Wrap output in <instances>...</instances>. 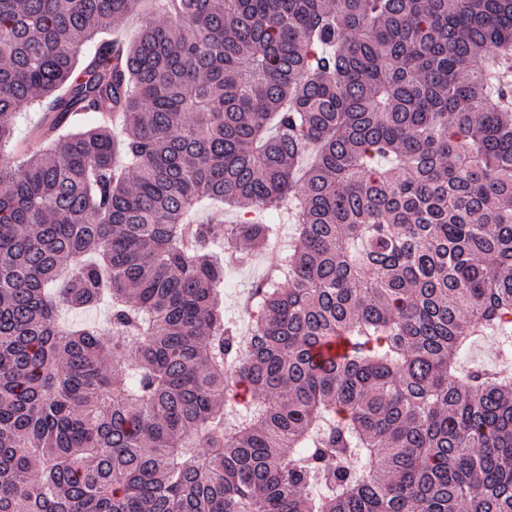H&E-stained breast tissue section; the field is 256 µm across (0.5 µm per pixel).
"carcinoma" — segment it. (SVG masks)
<instances>
[{"label":"carcinoma","instance_id":"cac0c4a2","mask_svg":"<svg viewBox=\"0 0 512 512\" xmlns=\"http://www.w3.org/2000/svg\"><path fill=\"white\" fill-rule=\"evenodd\" d=\"M139 2L0 0V512H512V0ZM239 271L235 274L224 286V290L222 288V297L224 298V308L226 310H231L234 307L236 295L241 290L243 286L240 288H230L229 286L235 282L242 281L244 285L250 281H254L260 276L261 273V264L256 257L247 265L239 266ZM468 360L474 364L494 367L501 366L506 371L512 370L511 365H501L495 362V351H494V340L492 338H486L476 343L469 351Z\"/></svg>","mask_w":512,"mask_h":512}]
</instances>
